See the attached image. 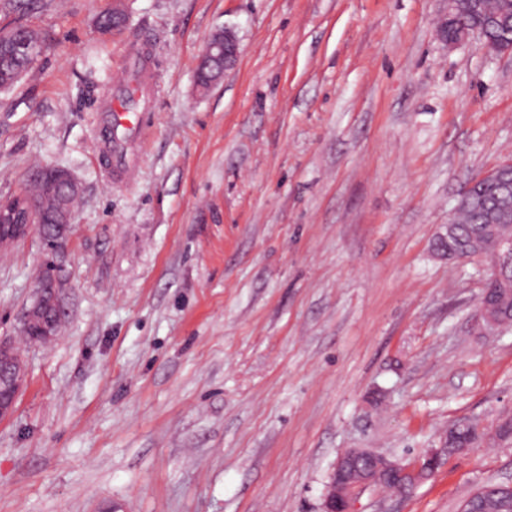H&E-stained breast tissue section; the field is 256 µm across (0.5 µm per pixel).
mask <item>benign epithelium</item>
<instances>
[{
	"label": "benign epithelium",
	"instance_id": "obj_1",
	"mask_svg": "<svg viewBox=\"0 0 512 512\" xmlns=\"http://www.w3.org/2000/svg\"><path fill=\"white\" fill-rule=\"evenodd\" d=\"M466 7L462 0H448V14L442 20V27L453 25L456 34L448 38L438 34L440 40L452 46L463 44L476 34L484 49L493 53H511V43H495L485 39L483 29L477 24L464 20ZM238 58V43L235 36L225 31L209 38L200 56L199 62L220 59L221 71L232 68ZM0 224L7 227V234L0 235V248L5 249L13 243L42 232L45 216L35 205L22 195H14L0 200ZM512 256V233H500L491 228L486 243L475 255V259L488 262L490 272L500 275L504 261ZM54 279L40 285L39 294L50 295L49 305L55 311V318L41 324V341L49 340L60 324V302L56 297ZM474 326L479 334L491 336L500 330L499 323L490 310L481 307L474 316ZM25 381V369L21 355L14 345L0 339V420L13 414L15 403ZM450 430L443 432L440 446L431 449L425 455L406 461L364 448H348L338 457L324 495L323 512H355L354 506L364 491L384 487L400 492L406 488H415L427 480L450 456Z\"/></svg>",
	"mask_w": 512,
	"mask_h": 512
}]
</instances>
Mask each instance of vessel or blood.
Returning a JSON list of instances; mask_svg holds the SVG:
<instances>
[{"label": "vessel or blood", "instance_id": "vessel-or-blood-1", "mask_svg": "<svg viewBox=\"0 0 512 512\" xmlns=\"http://www.w3.org/2000/svg\"><path fill=\"white\" fill-rule=\"evenodd\" d=\"M144 135L142 116L134 112L104 110L98 125V138L106 171L113 182L124 183L137 177Z\"/></svg>", "mask_w": 512, "mask_h": 512}]
</instances>
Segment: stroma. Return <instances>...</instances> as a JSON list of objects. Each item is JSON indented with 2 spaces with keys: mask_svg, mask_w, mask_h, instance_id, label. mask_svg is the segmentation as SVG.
<instances>
[{
  "mask_svg": "<svg viewBox=\"0 0 512 512\" xmlns=\"http://www.w3.org/2000/svg\"><path fill=\"white\" fill-rule=\"evenodd\" d=\"M121 3L126 24L100 33ZM448 0H36L34 71L0 92V198L80 186L69 236L0 250V337L27 368L0 421V512H322L338 456L412 459L512 414V330L472 327L489 274L430 244L512 161V57L437 36ZM235 67L195 85L216 31ZM144 48L153 126L105 178L100 93ZM55 266L63 315L21 328ZM512 485V444L359 512H459ZM238 53V43L235 39V36L229 31L225 30L223 33L216 34L208 39L200 56L199 64L200 62L203 63L205 61L215 59H221L223 61L220 73L215 75L211 80V88L214 86V84L218 83L219 79L222 77L226 70L232 68L235 65L238 58Z\"/></svg>",
  "mask_w": 512,
  "mask_h": 512,
  "instance_id": "obj_1",
  "label": "stroma"
}]
</instances>
